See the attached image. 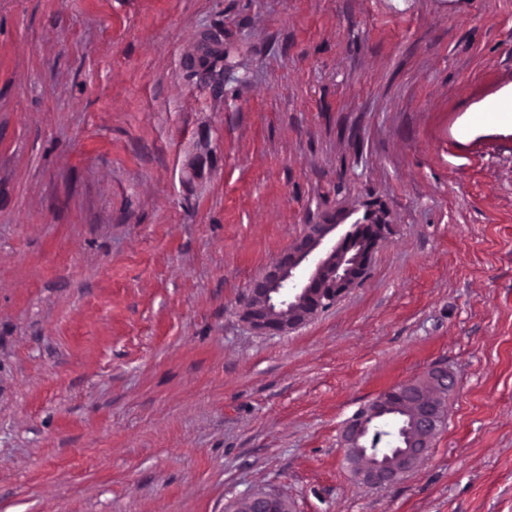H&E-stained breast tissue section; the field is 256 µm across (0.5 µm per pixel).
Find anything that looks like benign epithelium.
<instances>
[{
  "label": "benign epithelium",
  "instance_id": "obj_1",
  "mask_svg": "<svg viewBox=\"0 0 512 512\" xmlns=\"http://www.w3.org/2000/svg\"><path fill=\"white\" fill-rule=\"evenodd\" d=\"M393 225L375 220L351 224H307L301 236L249 286L244 319L256 330L288 333L305 324L325 307L336 303L368 275L378 246ZM455 384L445 368L430 372L425 388L416 380L392 387L406 405L409 425L403 447L372 454L365 448L370 425L384 412L381 394L360 407L344 424L341 447L356 476L376 488L385 487L412 470L425 456L436 435L446 401L432 389L448 391ZM244 512H292L280 496L259 491L242 499Z\"/></svg>",
  "mask_w": 512,
  "mask_h": 512
}]
</instances>
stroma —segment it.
<instances>
[{
	"label": "stroma",
	"instance_id": "1",
	"mask_svg": "<svg viewBox=\"0 0 512 512\" xmlns=\"http://www.w3.org/2000/svg\"><path fill=\"white\" fill-rule=\"evenodd\" d=\"M512 0H0V512H512ZM393 226L284 335L249 284ZM456 378L384 489L362 405ZM341 223L305 225L288 250L250 284L242 311L250 325L269 334L288 333L363 281L393 226L370 217ZM282 290L288 292L287 302H282ZM246 503L244 512H292L290 507L274 493L259 491L238 501Z\"/></svg>",
	"mask_w": 512,
	"mask_h": 512
}]
</instances>
